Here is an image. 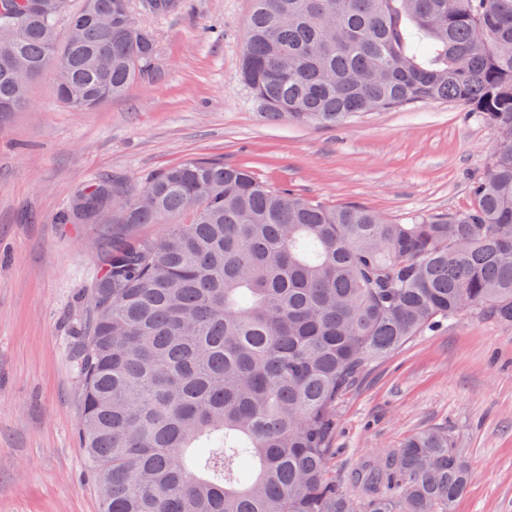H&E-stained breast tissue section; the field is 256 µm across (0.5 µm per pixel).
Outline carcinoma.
<instances>
[{"instance_id": "cac0c4a2", "label": "carcinoma", "mask_w": 512, "mask_h": 512, "mask_svg": "<svg viewBox=\"0 0 512 512\" xmlns=\"http://www.w3.org/2000/svg\"><path fill=\"white\" fill-rule=\"evenodd\" d=\"M34 2L0 0V112L47 69L82 112L158 78L131 0ZM240 77L269 121L453 100L497 145L472 208L407 223L219 159L82 190L60 223L112 211L78 362L100 512H453L473 472L446 429L386 451L356 495L328 461L336 403L374 361L467 314L512 324V0H253Z\"/></svg>"}]
</instances>
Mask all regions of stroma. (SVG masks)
Segmentation results:
<instances>
[{
	"label": "stroma",
	"instance_id": "35a3bbf8",
	"mask_svg": "<svg viewBox=\"0 0 512 512\" xmlns=\"http://www.w3.org/2000/svg\"><path fill=\"white\" fill-rule=\"evenodd\" d=\"M251 0L137 13L160 76L95 110L60 104L51 73L0 114V512H98L78 437L76 369L98 224L57 218L88 185L130 188L188 158L221 159L327 206L393 221L461 213L496 130L458 102L367 114L336 128L270 123L239 79ZM445 428L474 478L455 512H512V325L466 315L374 364L336 405L329 468L352 490L365 463Z\"/></svg>",
	"mask_w": 512,
	"mask_h": 512
}]
</instances>
